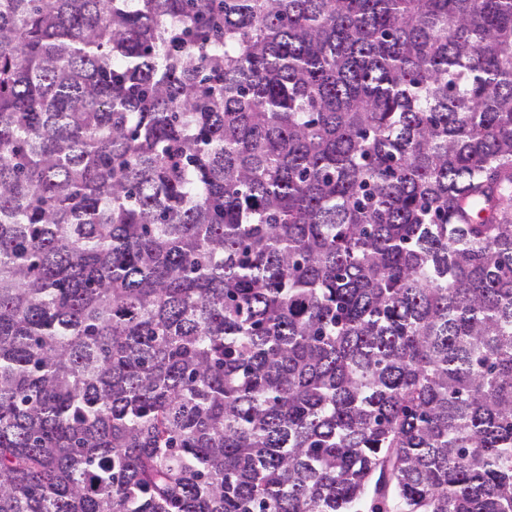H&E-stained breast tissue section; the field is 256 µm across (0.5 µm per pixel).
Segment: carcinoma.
Returning <instances> with one entry per match:
<instances>
[{"mask_svg":"<svg viewBox=\"0 0 512 512\" xmlns=\"http://www.w3.org/2000/svg\"><path fill=\"white\" fill-rule=\"evenodd\" d=\"M0 512H512V0H0Z\"/></svg>","mask_w":512,"mask_h":512,"instance_id":"cac0c4a2","label":"carcinoma"}]
</instances>
